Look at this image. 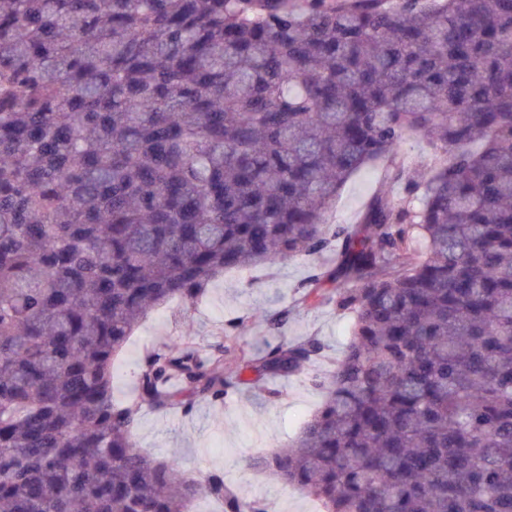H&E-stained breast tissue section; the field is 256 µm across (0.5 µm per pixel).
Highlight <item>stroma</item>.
Here are the masks:
<instances>
[{"mask_svg":"<svg viewBox=\"0 0 512 512\" xmlns=\"http://www.w3.org/2000/svg\"><path fill=\"white\" fill-rule=\"evenodd\" d=\"M380 172L368 168L353 175L330 204L329 224L357 223L368 200L382 187ZM326 255L302 256L268 268L231 271L212 284L207 294L181 314L169 307L151 314L130 337L120 354L113 392L127 398L139 372L138 362L147 353L173 342L189 340L207 348L224 331L227 320L241 321L235 346L252 355L266 345L293 343L309 336L320 338L328 348L327 359L299 373L264 380L262 389L230 395L224 405L202 402L193 415L178 410L140 412L138 442L152 456L175 457L192 473L221 470L230 489L245 498L265 500L271 512H319L310 493L288 486L267 473L246 468V458L268 455L283 447L300 431L302 423L319 407L321 396L311 384L332 368L347 339L348 319L331 305L300 303V285L312 267L329 265ZM288 309L287 323L278 329L268 322L270 314ZM275 400H268V390Z\"/></svg>","mask_w":512,"mask_h":512,"instance_id":"obj_1","label":"stroma"}]
</instances>
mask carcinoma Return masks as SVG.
Masks as SVG:
<instances>
[{"label": "carcinoma", "mask_w": 512, "mask_h": 512, "mask_svg": "<svg viewBox=\"0 0 512 512\" xmlns=\"http://www.w3.org/2000/svg\"><path fill=\"white\" fill-rule=\"evenodd\" d=\"M435 150L426 172L404 143ZM380 167L357 225L326 222ZM332 254L350 316L323 401L250 461L323 512H512V0H0V512H268L138 448L325 357L190 342L114 361L237 269Z\"/></svg>", "instance_id": "obj_1"}]
</instances>
